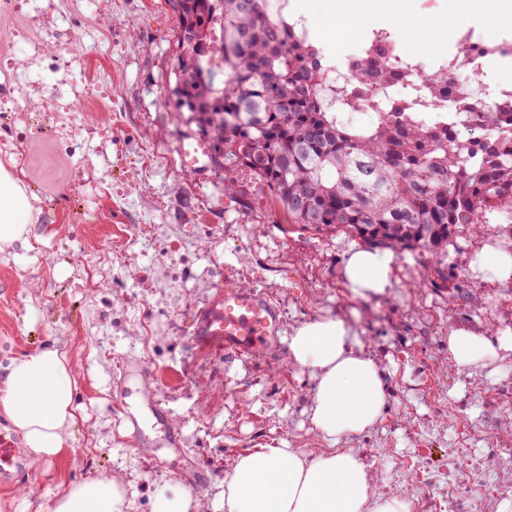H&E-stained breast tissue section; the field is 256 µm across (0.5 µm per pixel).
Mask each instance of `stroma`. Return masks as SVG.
Listing matches in <instances>:
<instances>
[{"label":"stroma","mask_w":512,"mask_h":512,"mask_svg":"<svg viewBox=\"0 0 512 512\" xmlns=\"http://www.w3.org/2000/svg\"><path fill=\"white\" fill-rule=\"evenodd\" d=\"M0 15V164L33 206L27 244L0 246V373L45 348L77 365L76 422L64 452L26 464L0 486V512H50L76 482L125 474L131 512H149L158 480H178L183 462L202 474L193 495L212 500L233 459L254 448L327 443L310 420L311 375L287 346L236 357L192 336L197 308L226 276L258 289L280 312L281 338L320 317L343 319L383 368L387 408L365 433L340 439L369 468L377 491L425 512H500L512 502V355L488 367L450 368L448 332L464 326L496 338L512 329V284L475 278L469 263L485 245L512 254V224L457 228L440 274L396 254L393 286L354 296L342 278L358 239L318 234L287 217L266 187L224 191V172H186L179 151L194 130L168 94L179 17L174 0H11ZM310 26L344 52L351 35L385 29L418 48L432 71L455 49L460 28L483 24L512 35L502 0H357L362 19L337 32L330 0H296ZM94 30L91 52L60 58L58 46ZM40 56L24 53L27 39ZM25 82L9 90L8 76ZM78 117L58 139V100ZM147 384L124 376L128 363ZM150 395L181 436L164 443L153 420L131 438L125 411ZM457 483L449 496V483Z\"/></svg>","instance_id":"stroma-1"}]
</instances>
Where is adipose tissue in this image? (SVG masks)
Masks as SVG:
<instances>
[{
    "label": "adipose tissue",
    "mask_w": 512,
    "mask_h": 512,
    "mask_svg": "<svg viewBox=\"0 0 512 512\" xmlns=\"http://www.w3.org/2000/svg\"><path fill=\"white\" fill-rule=\"evenodd\" d=\"M32 205L23 185L0 166V245L27 239ZM395 257L381 248L348 256L343 279L361 298L386 295ZM291 361L316 382L310 406L314 428L329 448L309 455L296 448H257L238 456L219 498L204 502L179 483H155L150 512H402L401 503L376 491L367 466L336 448L339 439L370 429L386 404L380 366L357 350L341 319L322 317L298 326L288 341ZM453 369L489 366L512 354V331L489 341L465 327L450 328ZM76 367L65 352L45 349L14 359L0 376V413L29 448L33 461L59 457L75 422ZM121 475L76 483L51 512H128Z\"/></svg>",
    "instance_id": "ef3b65f1"
}]
</instances>
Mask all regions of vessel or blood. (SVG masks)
Returning a JSON list of instances; mask_svg holds the SVG:
<instances>
[{
    "label": "vessel or blood",
    "instance_id": "obj_1",
    "mask_svg": "<svg viewBox=\"0 0 512 512\" xmlns=\"http://www.w3.org/2000/svg\"><path fill=\"white\" fill-rule=\"evenodd\" d=\"M211 152L208 140L186 138L181 147L185 169L191 173L204 170ZM280 326V313L272 302L229 278L215 300L197 309L193 334L199 343L218 342L225 352L253 357L276 347ZM24 463L21 449L0 448V484H9L13 469Z\"/></svg>",
    "mask_w": 512,
    "mask_h": 512
}]
</instances>
